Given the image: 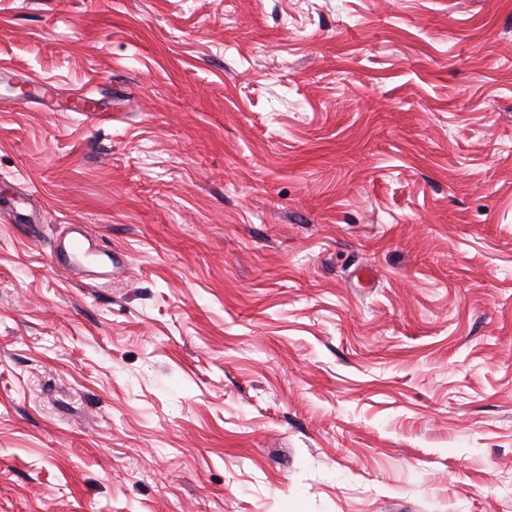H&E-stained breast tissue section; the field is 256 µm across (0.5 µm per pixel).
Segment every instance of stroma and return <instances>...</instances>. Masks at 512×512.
Returning a JSON list of instances; mask_svg holds the SVG:
<instances>
[{"mask_svg":"<svg viewBox=\"0 0 512 512\" xmlns=\"http://www.w3.org/2000/svg\"><path fill=\"white\" fill-rule=\"evenodd\" d=\"M0 512H512V0H0Z\"/></svg>","mask_w":512,"mask_h":512,"instance_id":"35a3bbf8","label":"stroma"}]
</instances>
